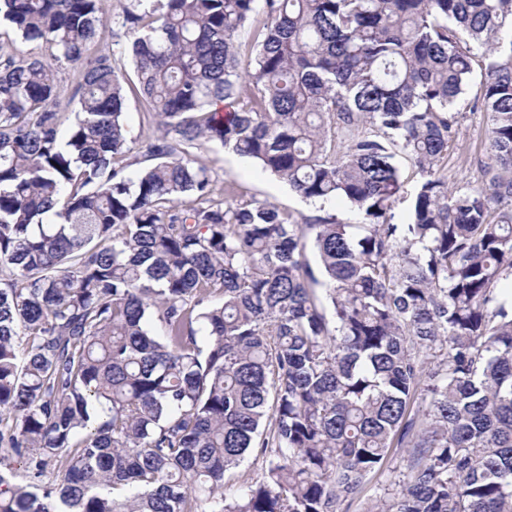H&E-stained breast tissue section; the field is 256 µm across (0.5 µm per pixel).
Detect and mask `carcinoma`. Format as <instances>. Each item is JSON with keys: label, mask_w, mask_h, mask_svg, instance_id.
<instances>
[{"label": "carcinoma", "mask_w": 512, "mask_h": 512, "mask_svg": "<svg viewBox=\"0 0 512 512\" xmlns=\"http://www.w3.org/2000/svg\"><path fill=\"white\" fill-rule=\"evenodd\" d=\"M100 2L0 0L41 48L0 43V512H350L395 453L367 512H512V0H263L247 57L256 0H132L139 146ZM475 46L486 148L451 188ZM202 139L359 222L213 203ZM124 62L129 78V82L126 81L125 83L126 100L124 112L126 122L132 130L134 137H140V140H145L152 135L155 128V120L153 113L149 111L143 98L134 87V68L130 59L126 57ZM78 69L68 65H64L61 70V77L67 88L66 95L61 100L60 112H62L64 126H68L74 121L76 112L78 111L77 99L70 100L72 89L76 83ZM396 163L400 169L402 189L394 204V222L401 223L405 219L406 213L410 208L412 196L421 180V176L417 169L406 160L402 155L396 157Z\"/></svg>", "instance_id": "carcinoma-1"}]
</instances>
